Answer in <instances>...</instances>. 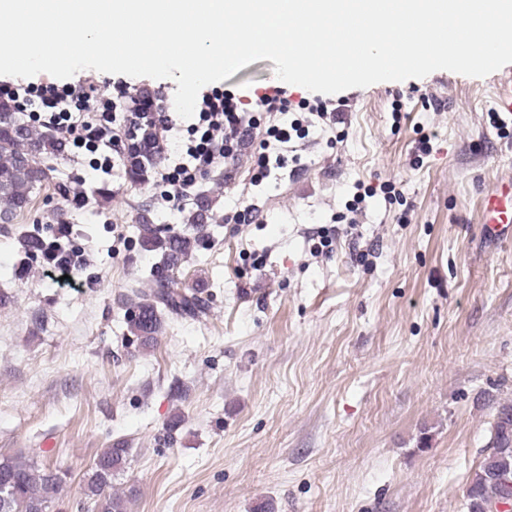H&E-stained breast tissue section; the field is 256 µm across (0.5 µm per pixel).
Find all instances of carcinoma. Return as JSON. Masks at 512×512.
Here are the masks:
<instances>
[{
  "instance_id": "carcinoma-1",
  "label": "carcinoma",
  "mask_w": 512,
  "mask_h": 512,
  "mask_svg": "<svg viewBox=\"0 0 512 512\" xmlns=\"http://www.w3.org/2000/svg\"><path fill=\"white\" fill-rule=\"evenodd\" d=\"M147 138L137 139L126 149V174L142 183L160 156L147 148L158 130L147 123ZM67 141L61 136L35 132L17 115L16 109L0 102V214L15 215L26 209L31 195L47 179L44 160L66 154ZM142 246L148 251L162 250V265L152 273L156 288L145 294L132 292L128 317L130 331L148 344L161 324L159 311L181 318L199 319L207 315L209 300L194 288H179L166 276L167 267L194 253L198 238L179 235L160 237L161 230L146 215L142 216ZM23 248L32 260L71 261L76 252L70 243L67 214L57 213L52 237L28 235ZM488 451L474 472L466 490L467 512H482V507L512 498V487L501 476L512 477V403L498 406L491 425ZM128 459V449L115 442L98 456L95 466L84 476L86 495L97 512H127V500L112 494V476L121 471ZM65 473L60 468L42 465L33 459L0 458V497H16L31 512H49L50 504L62 489Z\"/></svg>"
}]
</instances>
